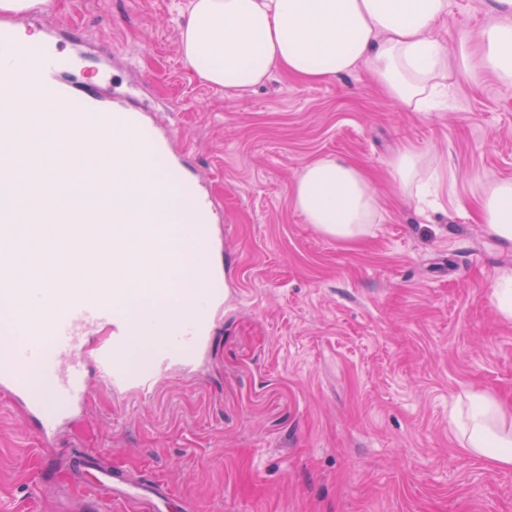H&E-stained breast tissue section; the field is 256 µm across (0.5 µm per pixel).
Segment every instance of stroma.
I'll return each mask as SVG.
<instances>
[{"label": "stroma", "mask_w": 512, "mask_h": 512, "mask_svg": "<svg viewBox=\"0 0 512 512\" xmlns=\"http://www.w3.org/2000/svg\"><path fill=\"white\" fill-rule=\"evenodd\" d=\"M180 0H56L39 26H72L110 51L80 82L139 84L175 124L223 207L232 260L206 362L159 371L154 389L91 380L84 408L45 447L22 402L0 405V512H95L84 456L170 485L179 512H512V469L465 454L448 430L462 388L512 404V323L490 283L512 249L477 220L481 185L512 180V84L448 64L450 98L412 112L365 71L321 83L283 72L243 93L202 83L179 54ZM486 0H448L439 39L491 24ZM135 65L126 69V54ZM437 152L434 208L402 203V147ZM320 157L361 165L382 220L354 244L324 236L292 203Z\"/></svg>", "instance_id": "obj_1"}]
</instances>
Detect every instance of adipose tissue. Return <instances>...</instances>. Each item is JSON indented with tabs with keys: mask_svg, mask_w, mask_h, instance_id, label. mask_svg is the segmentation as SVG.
<instances>
[{
	"mask_svg": "<svg viewBox=\"0 0 512 512\" xmlns=\"http://www.w3.org/2000/svg\"><path fill=\"white\" fill-rule=\"evenodd\" d=\"M494 23L481 33L480 69L512 83V0H487ZM448 0H186L179 27L180 52L205 83L244 93L284 71L321 82L365 70L388 98L421 112L448 90V58L472 61L467 44L448 49L437 36ZM100 144L140 181L164 188L154 214L168 273V291L182 288L201 261L192 247L189 195L171 191L172 177L151 147L119 129ZM408 198L437 194L442 169L427 155L404 147L390 161ZM479 217L500 243L512 247V182L492 181L479 193ZM293 200L307 223L341 243L367 236L379 220L378 204L359 165L332 157L305 164ZM448 430L470 456L512 468V408L495 396L463 389L448 415Z\"/></svg>",
	"mask_w": 512,
	"mask_h": 512,
	"instance_id": "adipose-tissue-1",
	"label": "adipose tissue"
}]
</instances>
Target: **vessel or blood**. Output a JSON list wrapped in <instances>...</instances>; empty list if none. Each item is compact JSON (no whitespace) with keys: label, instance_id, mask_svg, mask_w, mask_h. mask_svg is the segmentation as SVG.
<instances>
[{"label":"vessel or blood","instance_id":"b4317fda","mask_svg":"<svg viewBox=\"0 0 512 512\" xmlns=\"http://www.w3.org/2000/svg\"><path fill=\"white\" fill-rule=\"evenodd\" d=\"M47 35L45 43L30 45L25 53H17L15 34L0 29V78L20 85L34 95L56 94L66 108L83 112L87 120L80 131L83 141L98 139L104 121L120 125L134 138L160 142L157 123L147 117L146 105L132 104L130 98L105 101L99 91L90 87L75 89L59 81L61 72L73 69L78 59L73 53H52ZM20 122L18 100L13 94H0V130L14 129ZM15 158L0 154V237L5 236V221L10 216L8 199L14 185ZM194 195L192 219L197 235L193 246L201 256L180 291L181 301L191 306L187 316L175 314L165 307L143 308L131 305L132 289L122 277H99L91 284L65 288H33L24 295V307L43 311L36 327L25 339H17L13 327L0 325V394L24 401L39 423L44 443H51L61 421L75 406L82 404L88 393V380L82 356L83 340L100 327H107L109 337L96 351L94 364L106 374L113 391L146 390L153 377L150 373H134L127 365L134 360L133 338L146 335L158 346L154 361L196 360L209 346L213 331V314L224 306V266L214 258L213 226L221 219V210L201 181L190 182ZM131 191L120 180L101 185L86 204L75 207L65 197H58L56 221L61 236L79 232L86 223L111 225L112 237L124 248H137L139 272L144 278L153 276L151 253L154 236L131 237L122 225L115 223L119 203H126V222L137 221V211L129 207ZM125 222V223H126ZM89 482L99 500L97 512H110L111 503L134 505L137 512H160L168 497L167 485L159 480L136 483L116 470L108 471L87 464Z\"/></svg>","mask_w":512,"mask_h":512}]
</instances>
